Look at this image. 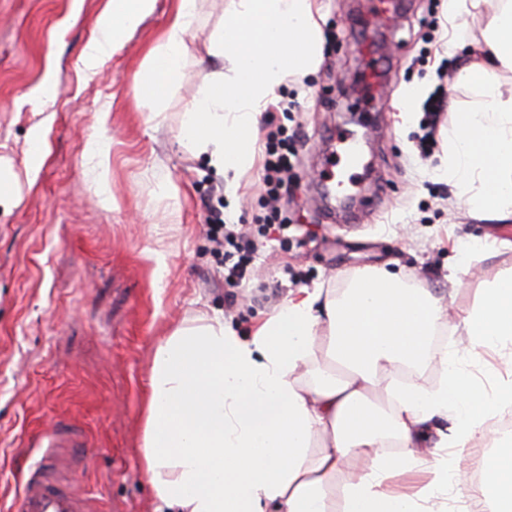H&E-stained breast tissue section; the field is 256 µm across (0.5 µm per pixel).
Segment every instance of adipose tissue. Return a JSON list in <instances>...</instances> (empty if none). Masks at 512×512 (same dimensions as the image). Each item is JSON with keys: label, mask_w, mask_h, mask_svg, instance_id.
Instances as JSON below:
<instances>
[{"label": "adipose tissue", "mask_w": 512, "mask_h": 512, "mask_svg": "<svg viewBox=\"0 0 512 512\" xmlns=\"http://www.w3.org/2000/svg\"><path fill=\"white\" fill-rule=\"evenodd\" d=\"M448 0L447 18L480 21L477 53L464 76L475 100L444 136V173L467 195L475 218L512 222V0ZM154 0H107L82 63L109 57ZM197 0H178L175 17L150 50L139 95L165 98L183 65ZM317 0H235L208 52L231 53L235 76L215 72L200 86L183 125L189 147L216 171L240 178L253 163L262 107L288 76L315 69L322 49ZM448 328V307L419 284L377 267L358 270L343 294L300 288L252 330L237 335L223 316L200 315L156 346L146 393L142 464L155 512H329L326 491L350 457L371 456L351 473L341 512H445L448 451L470 441L503 443L512 386L485 390L465 356L431 348ZM461 333L512 367V268L476 294ZM323 347L332 369L312 367ZM437 362L440 378L381 383L387 368ZM383 387L387 401L371 403ZM420 471L409 495L391 488ZM492 512H512V452L484 470Z\"/></svg>", "instance_id": "adipose-tissue-1"}]
</instances>
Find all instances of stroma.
I'll use <instances>...</instances> for the list:
<instances>
[{
    "label": "stroma",
    "mask_w": 512,
    "mask_h": 512,
    "mask_svg": "<svg viewBox=\"0 0 512 512\" xmlns=\"http://www.w3.org/2000/svg\"><path fill=\"white\" fill-rule=\"evenodd\" d=\"M106 0H0V157L20 178L17 205L0 207V512L48 454L43 434L68 426L82 444L81 476L91 512H154L141 467L144 393L154 349L200 314H220L239 334L290 291L341 294L366 266L384 267L445 295L452 323L472 307L481 279L512 267V250L468 267L461 251L512 241V223L475 219L453 195L443 151L420 159L422 105L435 92L463 104L458 73L438 77L445 31H431L432 0L375 23L378 0H318L325 16L314 72L289 76L264 109L260 131L297 130L293 179L278 204L283 230H260L252 276L227 278L208 231L210 212L250 224L267 211L261 162L228 188L181 129L198 87L231 60L208 53L232 0H198L181 72L166 102L143 100L135 82L150 47L168 28L177 0L152 13L96 69L81 56ZM386 78L363 93L362 77ZM57 88L52 100L38 92ZM40 126L45 162L25 168ZM110 138V177L89 163V135ZM363 145L367 174L350 202L354 220L329 209L320 174L338 133Z\"/></svg>",
    "instance_id": "stroma-1"
}]
</instances>
